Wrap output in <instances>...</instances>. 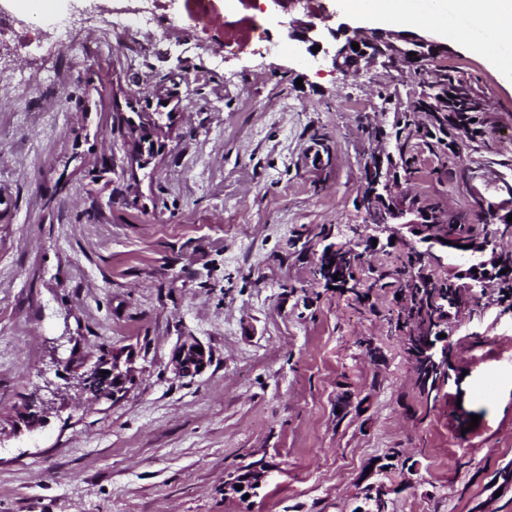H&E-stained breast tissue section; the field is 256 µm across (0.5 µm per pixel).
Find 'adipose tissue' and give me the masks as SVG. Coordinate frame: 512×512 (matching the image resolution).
<instances>
[{
	"instance_id": "1",
	"label": "adipose tissue",
	"mask_w": 512,
	"mask_h": 512,
	"mask_svg": "<svg viewBox=\"0 0 512 512\" xmlns=\"http://www.w3.org/2000/svg\"><path fill=\"white\" fill-rule=\"evenodd\" d=\"M351 14L387 25L424 24L451 41L465 40L463 31L449 26V12L463 14L476 28L491 30L503 49L491 64L500 73L512 75V0H431L426 11H419L414 0H345Z\"/></svg>"
}]
</instances>
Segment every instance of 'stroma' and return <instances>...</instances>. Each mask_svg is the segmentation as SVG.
Returning a JSON list of instances; mask_svg holds the SVG:
<instances>
[{"mask_svg":"<svg viewBox=\"0 0 512 512\" xmlns=\"http://www.w3.org/2000/svg\"><path fill=\"white\" fill-rule=\"evenodd\" d=\"M70 13L0 0V27L56 31ZM186 19L163 0L148 37L80 31L78 53L12 63L34 85L0 100V512H353L395 453L390 512H512L494 481L512 461L502 283L451 310V378L425 400L393 275L418 240L375 232L360 205L383 152L394 205L429 200L512 251L474 205L512 183V78L449 43L441 69L486 111L476 136L443 137L415 109L426 70L344 73L288 47L223 58L219 31ZM329 241L363 252L356 288L325 287ZM188 337L211 352L193 378L170 364ZM119 348L124 391H78L64 359ZM259 458L262 486L229 491Z\"/></svg>","mask_w":512,"mask_h":512,"instance_id":"obj_1","label":"stroma"}]
</instances>
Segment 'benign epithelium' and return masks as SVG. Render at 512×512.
<instances>
[{
    "instance_id": "1",
    "label": "benign epithelium",
    "mask_w": 512,
    "mask_h": 512,
    "mask_svg": "<svg viewBox=\"0 0 512 512\" xmlns=\"http://www.w3.org/2000/svg\"><path fill=\"white\" fill-rule=\"evenodd\" d=\"M288 36L296 42L299 52H312V47L319 46L324 56L329 58L332 65L345 73L356 71L364 61L377 62L383 59L382 52L390 45L396 49L408 46L417 49L415 56L431 65L438 56L448 52V46L437 43L417 32L404 31L400 33H387L381 30L359 32L342 24L337 29L328 25H319L315 22L316 15L309 10L308 0H291L288 6ZM359 44V50H354L352 43ZM386 178L379 174L369 191L362 197V206L373 208L376 204V195L385 190ZM432 219L424 220L419 224H411L409 228L419 242L427 245L428 251H433L438 245L444 253L461 257L464 262L455 266L456 275L463 288L472 293L484 287L487 280L495 277L498 269V254L489 240L470 239L458 241L449 238V242L435 239L432 234ZM201 343L188 339L182 342L174 351L172 363L176 373L182 377H195L201 374L199 367L207 366L209 352L201 353L195 348ZM130 359L122 349H116L108 355L100 357L94 365L79 377L83 389L96 393H115L124 388L128 379V364Z\"/></svg>"
}]
</instances>
